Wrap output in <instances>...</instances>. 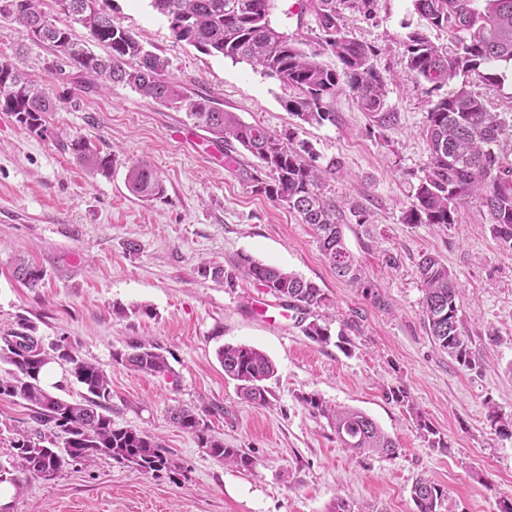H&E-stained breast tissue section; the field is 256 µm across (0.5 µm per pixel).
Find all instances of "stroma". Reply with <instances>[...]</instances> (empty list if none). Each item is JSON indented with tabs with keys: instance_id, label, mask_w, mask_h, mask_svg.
<instances>
[{
	"instance_id": "1",
	"label": "stroma",
	"mask_w": 512,
	"mask_h": 512,
	"mask_svg": "<svg viewBox=\"0 0 512 512\" xmlns=\"http://www.w3.org/2000/svg\"><path fill=\"white\" fill-rule=\"evenodd\" d=\"M108 12L167 61L172 82L245 122L296 128L322 158L340 161L343 175L328 194L372 288L366 293L339 278L311 227L256 193L223 146L185 113L126 87H84L70 68L51 72L57 52L0 18V58L16 57L27 77L60 101L46 116V136L0 112V335L22 316L44 343L70 341L109 378L113 420L157 438L176 463L152 475L103 456L50 480L21 477L10 442L28 410L23 401L0 400V470L18 481L0 512H333L340 497L354 512H416L411 487L420 476L444 489L446 512H498L500 500L512 496V439L495 433L490 414L512 416V255L491 236L487 210L476 200L450 226L402 220L428 163L422 129L430 103L456 88L450 82L433 93L409 74L412 0H378L369 19L346 16L350 37L377 49L372 64L398 116L388 129L370 126L346 88L331 104L335 122L298 125L287 110L294 89L248 63L176 41L151 0H111ZM270 21L317 48L311 0H274ZM63 138L113 154L111 174L87 171L60 149ZM137 160L157 168L161 198L143 202L130 192L127 168ZM355 204L366 208L367 223L351 213ZM243 254L314 281L324 305L288 311L247 275L229 288L200 273L204 264L231 267ZM424 254L438 256L457 278L473 368L439 350L424 326L416 273ZM20 257L42 267L40 287L14 277ZM141 306L152 316L138 314ZM347 319L356 328L342 344L321 345L305 333L315 321L335 334ZM492 332L497 342L489 341ZM133 337L168 348L172 375L116 363L114 353ZM239 344L276 366L269 406L244 401L224 376L217 352ZM393 389L407 391L443 447H431L406 408L388 399ZM311 394L370 415L396 454L341 448L326 419L305 404ZM182 405L219 406L207 418L212 434L247 452L252 467L209 457L170 422L169 409Z\"/></svg>"
}]
</instances>
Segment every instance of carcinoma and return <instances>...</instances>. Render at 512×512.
Instances as JSON below:
<instances>
[{
    "instance_id": "obj_1",
    "label": "carcinoma",
    "mask_w": 512,
    "mask_h": 512,
    "mask_svg": "<svg viewBox=\"0 0 512 512\" xmlns=\"http://www.w3.org/2000/svg\"><path fill=\"white\" fill-rule=\"evenodd\" d=\"M40 0H0V18L8 19L35 43H48L60 53L66 66L93 77L100 87L125 86L146 99L183 111L196 127L210 133L224 152L237 147L257 159L245 171L255 192L288 207L315 232L319 248L336 274L368 289L358 260L346 247L342 214L326 188L336 179L340 165L334 158L320 162L312 144L293 129L282 134L236 113L215 106L208 96L190 94L164 78L166 61L146 49L128 30L112 22L101 5L81 10L85 0H54L59 12L80 23L92 39L106 45L105 57L73 41L70 30L52 22L39 8ZM376 0H319L317 16L322 40L320 50L275 29L269 20L272 0H152L153 9L167 18L175 40L234 62L247 61L263 74L298 91L288 101V112L304 124L335 122L331 102L336 92L348 87L365 112L370 125L387 129L397 123V113L386 104L385 83L371 58L376 49L349 37L340 6L369 17ZM413 0L420 24L407 35V68L415 79L437 86L462 76L456 90L431 103L423 136L429 159L424 175L413 189V202L403 215L406 224H454L459 209L475 199L487 209L489 231L499 247L512 254V160L498 151L503 137L512 133L500 112H490L471 85L496 86L501 75L497 62L512 63V0ZM429 28L446 29L454 35L448 51L427 36ZM327 54L337 67L319 61ZM0 110L11 112L17 122L39 135L47 132L45 115L57 110L56 100L32 84L15 63L0 59ZM61 148L88 170L108 173L114 157L84 140H62ZM130 192L143 200L163 196L158 171L147 161L133 162L126 175ZM423 286V320L429 335L458 364L473 367L469 338L461 327L459 288L453 272L437 257L423 255L417 263ZM243 271L275 297L297 310L324 304L325 295L314 282L294 272L260 263L248 255L239 257L234 268H215L212 274L232 287ZM17 279L28 288L39 287L42 268L21 262ZM128 350L114 360L135 371L156 376L171 373L167 353L156 342L132 339ZM224 376L236 381L244 399L268 406L264 382L276 373L275 364L263 352L247 345H226L219 351ZM12 366L0 374V399L20 398L29 409V426L17 431L11 441L12 455L23 474L50 480L80 460L100 456L144 473L174 467L168 449L145 431L120 426L112 420V388L108 377L95 364L81 357L71 344L55 343L45 348L35 327L21 319L17 327L0 336V363ZM67 367L69 377L84 389L82 400L69 401L53 395L41 385L47 365ZM391 398L411 413L419 429L435 434L408 394L391 391ZM304 402L312 413L325 417L341 447L356 454L391 456L397 448L375 420L355 409H332L310 395ZM172 422L197 439L199 446L219 463L250 468L253 460L241 448H226L209 433L202 414L192 407L170 411ZM417 512H441L443 490L425 478L412 486Z\"/></svg>"
}]
</instances>
